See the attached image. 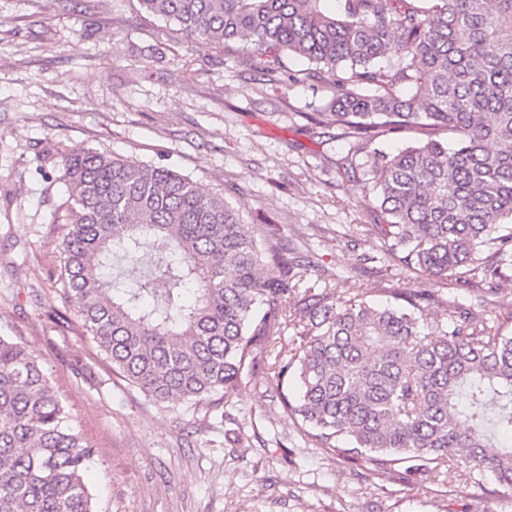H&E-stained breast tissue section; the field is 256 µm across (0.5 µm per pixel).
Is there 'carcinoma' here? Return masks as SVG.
Masks as SVG:
<instances>
[{"mask_svg": "<svg viewBox=\"0 0 512 512\" xmlns=\"http://www.w3.org/2000/svg\"><path fill=\"white\" fill-rule=\"evenodd\" d=\"M139 0L183 37L242 41L270 75H339L332 112L367 151L387 266L446 279L512 270V0ZM407 94H399V88ZM411 141L390 155L387 134ZM68 188L63 293L113 370L156 402H223L263 357L282 407L318 448L388 474L469 470L512 487V310L442 294L428 307L397 281L395 305L336 304L280 239L165 166L96 149L61 156ZM192 288L189 304L174 295ZM291 325L300 339L275 351ZM94 449L34 351L0 336V512H99Z\"/></svg>", "mask_w": 512, "mask_h": 512, "instance_id": "obj_1", "label": "carcinoma"}]
</instances>
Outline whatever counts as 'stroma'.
<instances>
[{"mask_svg":"<svg viewBox=\"0 0 512 512\" xmlns=\"http://www.w3.org/2000/svg\"><path fill=\"white\" fill-rule=\"evenodd\" d=\"M269 80L240 45L183 38L138 0H0V334L28 344L94 450L88 483L101 512H512L486 477L440 484L399 467L378 478L305 444L263 368L213 407L153 403L113 372L62 292L67 188L54 165L89 148L164 165L236 207L244 222L303 238L331 298L357 284L378 302L388 277L363 171L326 112L332 79ZM407 287L512 307V277Z\"/></svg>","mask_w":512,"mask_h":512,"instance_id":"obj_1","label":"stroma"}]
</instances>
